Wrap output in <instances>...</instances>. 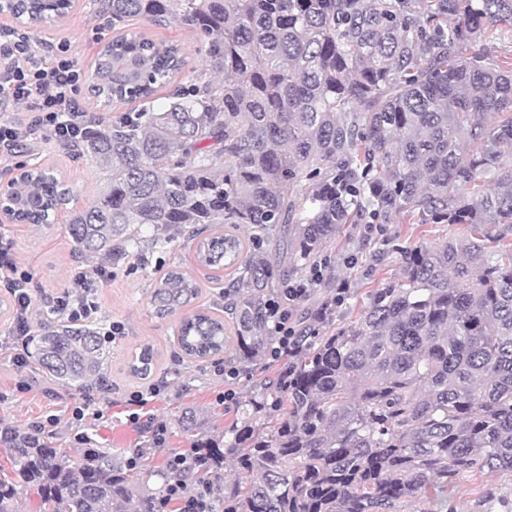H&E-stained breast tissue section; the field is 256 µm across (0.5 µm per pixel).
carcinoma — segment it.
<instances>
[{
  "mask_svg": "<svg viewBox=\"0 0 512 512\" xmlns=\"http://www.w3.org/2000/svg\"><path fill=\"white\" fill-rule=\"evenodd\" d=\"M112 22L176 25L197 36L189 83L107 123L90 116L73 152L96 160L103 189L74 211V250L115 258L141 250L142 228L227 224L198 262L234 267L235 354L269 344L265 302L277 265L257 249L280 225L304 265L345 224H462L466 234L399 247L398 277L367 292L338 328L315 322L276 382L241 406L224 444L206 439L212 479L226 461L224 512H400L443 507L461 473L512 476V0H104ZM71 0H15L37 26ZM185 60L174 47L123 35L99 51L97 104L149 98ZM23 218L70 203L47 174L13 180ZM250 227L242 237L237 231ZM199 292L172 270L154 291L172 313ZM224 320L180 322L181 351L224 350ZM50 376L86 394L104 389L107 341L91 327L45 326L27 347ZM263 414L257 433L249 420ZM10 464L0 512L18 489L39 512H148L124 465L87 449L74 462L36 429H0Z\"/></svg>",
  "mask_w": 512,
  "mask_h": 512,
  "instance_id": "obj_1",
  "label": "carcinoma"
}]
</instances>
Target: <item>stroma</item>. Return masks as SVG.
Here are the masks:
<instances>
[{
    "label": "stroma",
    "mask_w": 512,
    "mask_h": 512,
    "mask_svg": "<svg viewBox=\"0 0 512 512\" xmlns=\"http://www.w3.org/2000/svg\"><path fill=\"white\" fill-rule=\"evenodd\" d=\"M136 32L159 45L181 48L186 60L176 82L188 80L199 64L193 33L175 26L139 22L133 26H109L99 13L94 0H74L68 15L40 24L35 37L52 42L66 40L84 68H92L100 48L113 38ZM53 171L63 184L73 191L74 208L90 204L99 194L103 180L95 162L67 153L57 144L43 145L38 159L29 153H19L9 163L0 162V191L20 172L32 167ZM69 211H62L54 224H19L6 222L0 215V225L13 232L15 258L28 265L33 279L29 285L33 305L44 308L52 297L61 292L71 271L77 267L95 265L96 260L73 251L67 234ZM445 224H389L383 236L365 238L362 227L348 224L336 241L329 244L324 255L330 261V286L346 284L345 303L337 307L334 323L342 324L357 318L367 292L392 281L398 272L399 256L383 250L384 239L399 238L403 243L439 242L451 233ZM116 278L100 290L101 314L104 319L124 321L126 334L109 348L105 377L109 388L96 393L93 404H85L81 394L46 375L36 364L17 367L11 358L15 345L11 335L12 299L0 285V428L22 430L43 428L44 435L56 447L78 456L84 447L103 448L117 460H124L129 448L140 441L139 432L128 423L124 402L128 394L141 386L142 380L131 373L132 355L150 350L153 356L149 378L166 384L163 395L151 403L150 410L157 420L166 424L168 432L163 446L148 451L141 469L133 473L134 483L146 496L158 495L164 480L162 474L167 457L192 444V434L183 430L182 418L193 413L198 434L222 438L237 414L236 406H225L222 395L233 387L239 401L257 394L262 377H275L278 366H270L264 375L250 374L241 369L232 385H225L216 376L215 361L233 360L234 330H227L228 345L220 357L194 359L186 356L177 344L179 321L184 316L224 313L222 289L236 276L231 268L213 269L196 260V242L188 233L173 234L168 242L145 245L139 253L112 259ZM190 274L199 286L196 299L171 314L159 313L151 298L162 276L172 268ZM58 415L57 424L46 425L48 415ZM90 438L89 444L79 441V434ZM450 502L453 512H512V477L486 473L477 477L460 475Z\"/></svg>",
    "instance_id": "obj_1"
}]
</instances>
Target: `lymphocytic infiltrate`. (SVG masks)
Listing matches in <instances>:
<instances>
[{
    "instance_id": "lymphocytic-infiltrate-1",
    "label": "lymphocytic infiltrate",
    "mask_w": 512,
    "mask_h": 512,
    "mask_svg": "<svg viewBox=\"0 0 512 512\" xmlns=\"http://www.w3.org/2000/svg\"><path fill=\"white\" fill-rule=\"evenodd\" d=\"M86 76L79 60L67 43H36L16 27L0 23V104L21 110L17 119L0 118V148L13 151L34 141L50 139L56 143L76 144L87 134L86 114L76 95ZM14 241L0 233V283L13 297L12 336L27 343L33 314L28 286L33 279L30 269L18 264L13 256ZM327 259L314 261L305 277L288 282L285 288L266 302L272 340L267 348V363L294 357L302 346V329L294 306L305 298L326 276ZM111 265L100 263L75 269L60 296L46 309L48 317L75 325L99 328L102 336L117 339L125 334L123 321L102 323L99 289L112 280ZM163 387L158 383L139 386L127 400L134 406L132 421L153 446L166 441L167 427L148 410ZM208 449L194 445L168 456L167 478L150 502V512H224V499L212 485L200 484L187 489L184 478L199 470L207 461Z\"/></svg>"
}]
</instances>
